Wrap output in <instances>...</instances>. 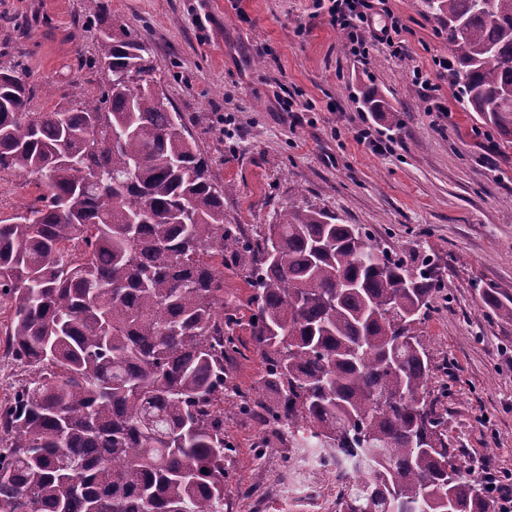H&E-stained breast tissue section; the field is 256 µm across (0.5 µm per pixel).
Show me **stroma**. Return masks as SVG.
I'll use <instances>...</instances> for the list:
<instances>
[{
    "mask_svg": "<svg viewBox=\"0 0 512 512\" xmlns=\"http://www.w3.org/2000/svg\"><path fill=\"white\" fill-rule=\"evenodd\" d=\"M107 2L126 32L150 46L152 79L181 112L213 180L228 187L230 223L271 224L282 206L307 202L363 225L386 251L425 247L442 284L422 327L429 387L448 389V434L471 478L512 472V322L485 306L487 291L512 294V147L463 108L449 78L439 81L447 118L428 113L413 71H434V58L449 51L444 25L423 0L388 2L405 24L406 55L375 50L365 59L349 54L313 0ZM88 5L0 0V63L36 87L32 110L68 107L77 89L97 99L106 88ZM372 87L398 123L365 107ZM361 129L371 143L357 141ZM224 289L239 321L231 374L248 392L263 366L248 326L255 290L230 267ZM260 435L238 399L226 397L229 502L291 453L278 443L257 456Z\"/></svg>",
    "mask_w": 512,
    "mask_h": 512,
    "instance_id": "1",
    "label": "stroma"
}]
</instances>
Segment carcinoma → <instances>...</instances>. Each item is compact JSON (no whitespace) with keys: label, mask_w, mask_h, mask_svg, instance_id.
<instances>
[{"label":"carcinoma","mask_w":512,"mask_h":512,"mask_svg":"<svg viewBox=\"0 0 512 512\" xmlns=\"http://www.w3.org/2000/svg\"><path fill=\"white\" fill-rule=\"evenodd\" d=\"M448 31L465 108L512 146V0H423ZM99 61L152 70L103 0ZM150 81L33 112L0 67V171L38 194L0 218L5 346L20 369L0 403V512H224V396L303 457L354 463L340 512H497L467 477L428 387L421 326L431 258L377 254L365 228L295 203L248 237L182 115ZM366 107L395 119L375 88ZM255 290L264 371L238 391L224 266ZM512 321V296L487 294Z\"/></svg>","instance_id":"carcinoma-1"}]
</instances>
